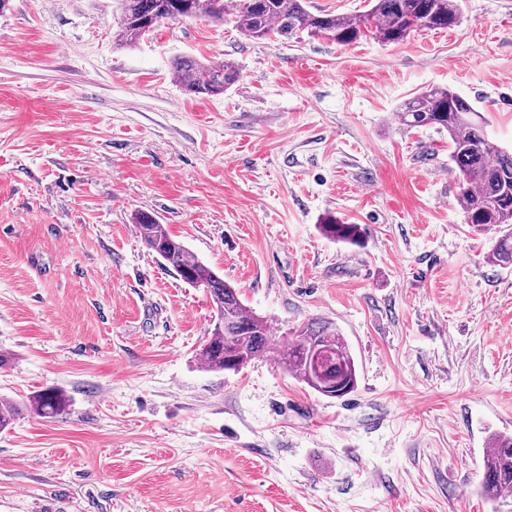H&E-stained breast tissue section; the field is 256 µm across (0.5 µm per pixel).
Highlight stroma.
Instances as JSON below:
<instances>
[{
  "instance_id": "stroma-1",
  "label": "stroma",
  "mask_w": 512,
  "mask_h": 512,
  "mask_svg": "<svg viewBox=\"0 0 512 512\" xmlns=\"http://www.w3.org/2000/svg\"><path fill=\"white\" fill-rule=\"evenodd\" d=\"M403 42L249 40L166 22L116 46L115 0L0 13V398L69 399L0 433V512H512L481 492L512 436V267L457 201L448 135L401 104L446 87L512 149V0H458ZM234 62L197 98L175 58ZM155 216L239 289L275 351L210 372L215 322L142 243ZM363 246L326 238L327 215ZM337 329L355 392L280 362ZM67 403L66 397L58 390H46L29 397L26 407L43 417L53 418L66 411Z\"/></svg>"
}]
</instances>
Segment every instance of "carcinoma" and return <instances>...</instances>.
Returning a JSON list of instances; mask_svg holds the SVG:
<instances>
[{"label": "carcinoma", "mask_w": 512, "mask_h": 512, "mask_svg": "<svg viewBox=\"0 0 512 512\" xmlns=\"http://www.w3.org/2000/svg\"><path fill=\"white\" fill-rule=\"evenodd\" d=\"M120 23L114 43L136 44L166 21L206 18L222 24L234 19L239 32L250 40H266L307 32L340 45L371 37L383 44L404 41L417 29H445L459 22L457 0H371L360 15L315 14L305 0H117ZM173 74L183 89L194 95L224 93L238 80L237 66L228 60H174ZM405 131L436 126L448 132L449 160L462 175L457 194L466 223L483 231H503L488 261L512 263V151L492 142L485 120L458 93L441 87L425 88L406 100L398 112ZM136 228L146 248L160 256L177 275L194 288H204L224 325L214 326L202 348L201 362L210 371L232 370L271 349L266 322L247 309L236 288L224 282L213 268L193 257L165 225L147 214L137 217ZM323 232L333 240L363 245V230L329 215ZM286 369L309 387L329 398H343L357 387L358 366L347 341L326 325L301 328L284 354ZM26 407L47 418L63 414L66 397L47 390L28 398ZM19 415L14 401L0 402V430ZM482 488L492 500L512 493V437L494 439L484 457Z\"/></svg>", "instance_id": "obj_1"}]
</instances>
